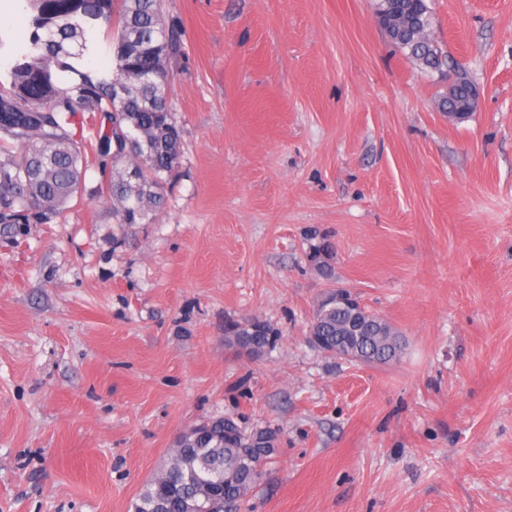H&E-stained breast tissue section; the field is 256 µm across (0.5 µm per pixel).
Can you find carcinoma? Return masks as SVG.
<instances>
[{
    "label": "carcinoma",
    "instance_id": "1",
    "mask_svg": "<svg viewBox=\"0 0 512 512\" xmlns=\"http://www.w3.org/2000/svg\"><path fill=\"white\" fill-rule=\"evenodd\" d=\"M32 12L28 43L14 52L0 77V224H50L68 204L103 198L114 224H153L166 209L182 153V131L169 94L173 64L183 53L182 30L165 20L162 0H26ZM381 25L402 30L392 44L429 73H451L440 111L470 117V73L445 55L433 37L427 0H377ZM104 29L114 66L90 71L84 57ZM107 120L91 143L85 116ZM102 181L85 184L87 150ZM328 291L308 333L338 357L336 344L353 338L352 312ZM227 336L251 355L274 346L278 333L249 318L232 322ZM362 349L374 363L399 358L398 333L381 316L370 319ZM205 441L174 451L170 462L138 496L135 512H188L206 499L210 512H238L262 478L274 452L270 431L248 433L231 418Z\"/></svg>",
    "mask_w": 512,
    "mask_h": 512
}]
</instances>
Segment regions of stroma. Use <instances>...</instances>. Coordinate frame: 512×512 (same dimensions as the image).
<instances>
[{
    "instance_id": "obj_1",
    "label": "stroma",
    "mask_w": 512,
    "mask_h": 512,
    "mask_svg": "<svg viewBox=\"0 0 512 512\" xmlns=\"http://www.w3.org/2000/svg\"><path fill=\"white\" fill-rule=\"evenodd\" d=\"M480 106L388 42L375 0H164L183 153L165 213L72 202L0 230V512H133L178 437L274 429L241 512H512V0H430ZM23 0L0 37L28 41ZM350 289L401 335L306 339ZM280 336L246 356L224 335ZM369 329L365 331L362 349L373 363H387L399 358L402 344L398 333L381 316L373 313L369 319ZM227 336L238 348L256 355L272 348L279 335L259 318H249L232 322L227 328Z\"/></svg>"
}]
</instances>
